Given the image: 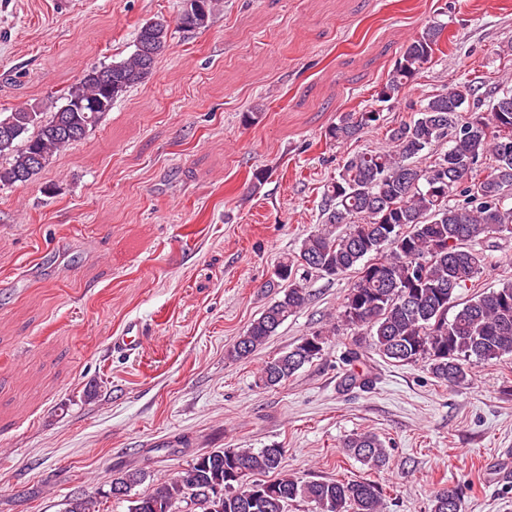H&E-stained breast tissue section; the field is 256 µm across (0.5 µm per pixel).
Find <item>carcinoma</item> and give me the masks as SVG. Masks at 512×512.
<instances>
[{
    "mask_svg": "<svg viewBox=\"0 0 512 512\" xmlns=\"http://www.w3.org/2000/svg\"><path fill=\"white\" fill-rule=\"evenodd\" d=\"M194 12L182 6L172 22L153 17L138 26L135 52L112 61L109 85L100 84L93 67L63 94L60 106L19 105L0 112V122L11 119V134L0 136V186L35 180L41 170L32 155L45 163L72 144L54 125L63 115L67 124L90 130L112 110L116 100L145 82L158 58L171 46L174 29H197ZM444 32L433 23L415 37L395 63L381 88L383 101L401 90L429 63ZM448 91L427 100L407 123L389 130V146L347 159L338 177L323 191L322 227L308 234L298 251L284 257L275 276L288 282L283 297L253 321L230 350L246 359L276 334L288 317L308 302L306 272L338 276L349 271L356 279L348 288L339 319L349 328H369L370 347L398 363H427L440 383L459 386L468 379L474 362L493 363L512 356V279L504 278L487 293L469 298L461 290L481 275L486 256L473 243L494 234L512 232V207L504 205L512 190V92L503 95L508 108L486 118L460 113L472 96L453 97ZM379 113L349 112L328 130L336 142L373 128ZM448 139V150L435 155L423 168L411 162L436 141ZM457 194L463 203L448 204ZM340 224L347 230L336 233ZM455 310L448 317L449 310ZM325 350L322 333L314 332L292 349L266 362L258 382L266 388L282 385ZM347 455L380 469L388 461L384 442L375 433H354L343 441ZM284 449L219 448L196 455L192 467L198 483L224 485V498L198 502L201 512H285L290 502L316 505L319 512H382V493L370 481H303L281 471ZM275 473L269 480L255 474ZM188 493L175 479L153 492L134 498L129 512H174ZM63 512H98V502L68 498ZM432 512H463L461 498L452 490L436 492Z\"/></svg>",
    "mask_w": 512,
    "mask_h": 512,
    "instance_id": "obj_1",
    "label": "carcinoma"
}]
</instances>
